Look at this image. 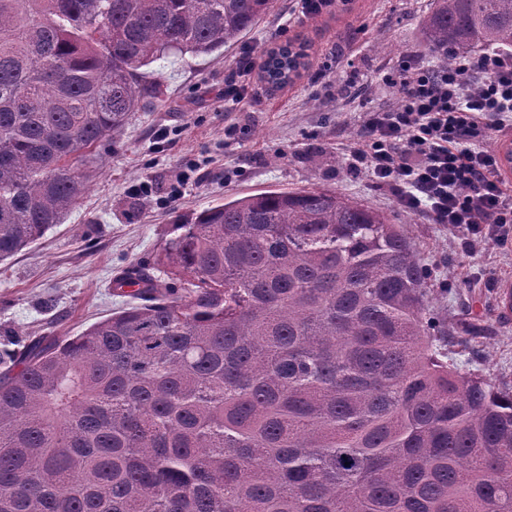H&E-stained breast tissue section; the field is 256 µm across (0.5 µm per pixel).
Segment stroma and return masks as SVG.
<instances>
[{
  "mask_svg": "<svg viewBox=\"0 0 512 512\" xmlns=\"http://www.w3.org/2000/svg\"><path fill=\"white\" fill-rule=\"evenodd\" d=\"M432 0H338L331 13L289 21L293 0L273 9L239 43L207 57L152 64L165 101L131 121L87 157L88 189L63 224L0 264V338L75 336L125 308L114 280L151 266L175 215L268 189L333 188L402 222L431 269V305L441 316L486 322L485 339L458 354L482 356L483 372L512 384V313L497 304L512 284V244L487 240L464 252L458 234L398 207L389 188L351 171L343 143L361 112L394 103L402 59L419 56ZM305 46L309 68L273 88L250 72L243 111L225 112L224 79L244 46ZM234 125L232 136L224 128ZM190 172L182 199L166 204L175 176ZM147 183V192L132 188Z\"/></svg>",
  "mask_w": 512,
  "mask_h": 512,
  "instance_id": "1",
  "label": "stroma"
}]
</instances>
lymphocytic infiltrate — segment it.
<instances>
[{"mask_svg":"<svg viewBox=\"0 0 512 512\" xmlns=\"http://www.w3.org/2000/svg\"><path fill=\"white\" fill-rule=\"evenodd\" d=\"M398 102L364 112L350 167L390 188L398 206L445 224L467 241H512V178L498 140L512 134V50L451 66L409 58Z\"/></svg>","mask_w":512,"mask_h":512,"instance_id":"obj_1","label":"lymphocytic infiltrate"}]
</instances>
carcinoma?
Masks as SVG:
<instances>
[{
    "instance_id": "1",
    "label": "carcinoma",
    "mask_w": 512,
    "mask_h": 512,
    "mask_svg": "<svg viewBox=\"0 0 512 512\" xmlns=\"http://www.w3.org/2000/svg\"><path fill=\"white\" fill-rule=\"evenodd\" d=\"M275 0H0V262L64 222L78 162ZM512 47V0H433L447 66ZM288 42L260 76L306 67ZM140 304L0 350V512H512V385L448 356L402 225L330 188L176 217ZM165 293H160V289Z\"/></svg>"
}]
</instances>
